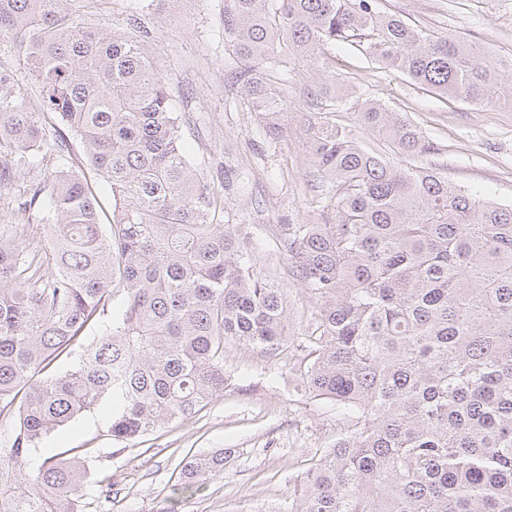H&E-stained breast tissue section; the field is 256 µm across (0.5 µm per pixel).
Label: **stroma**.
<instances>
[{
	"instance_id": "35a3bbf8",
	"label": "stroma",
	"mask_w": 512,
	"mask_h": 512,
	"mask_svg": "<svg viewBox=\"0 0 512 512\" xmlns=\"http://www.w3.org/2000/svg\"><path fill=\"white\" fill-rule=\"evenodd\" d=\"M378 11L426 32L458 33L485 46L495 59H512V0H374ZM86 24L129 33L131 16L153 24L154 65L168 80L171 109L182 125L187 154L214 193V221L235 225L259 279L276 281L288 296L290 338L277 356L232 343L224 346L227 383L193 417L167 424L127 446L106 436L111 406L51 432L23 464L34 474L47 456L78 448L92 472L83 490L85 512H95V476L112 477V512H268L283 507L304 476L346 431L334 401L305 389L301 372L312 360L305 336L315 303L292 273L281 240L287 225L313 224L322 206V183L307 145L309 122L333 121L367 132L360 102L374 100L407 113L431 146L415 165L433 167L449 183L512 204V108L446 100L402 73L371 61L358 47L326 46L317 62L279 57L258 72L277 82L288 103V122L270 140L263 119L247 103L237 76L243 68L224 41V0H82ZM0 68L13 77L27 107L39 91L23 52L0 40ZM353 94L336 100L334 79ZM66 168L89 174L80 145L59 155L33 153L11 185L0 190V224H21L17 208L46 177ZM219 448L232 455L223 472L179 479L185 455Z\"/></svg>"
}]
</instances>
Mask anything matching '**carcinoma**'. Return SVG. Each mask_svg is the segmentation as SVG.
<instances>
[{"label": "carcinoma", "instance_id": "1", "mask_svg": "<svg viewBox=\"0 0 512 512\" xmlns=\"http://www.w3.org/2000/svg\"><path fill=\"white\" fill-rule=\"evenodd\" d=\"M71 2L0 0V37L23 49L61 123L49 129L12 90L0 94V188L71 134L110 185L112 223L100 224L87 181L62 170L33 193L52 223L0 225V416L13 426L0 512H83L85 458L21 469L51 431L110 398L107 436L135 442L224 394V343L273 357L289 338L285 289L255 277L235 225L210 221L214 198L182 150L150 31L104 33ZM223 23L248 63L315 61L350 42L443 98L512 104V67L373 0H224ZM240 79L278 138L283 96L250 66ZM358 116L399 156L430 151L402 112L367 100ZM308 140L327 184L321 221L288 225L282 244L317 305L303 384L336 402L348 429L285 512H512V205L399 167L334 122L309 123ZM62 357L72 364L59 371ZM230 456L185 455L182 485ZM97 483L96 512H111L112 476Z\"/></svg>", "mask_w": 512, "mask_h": 512}]
</instances>
